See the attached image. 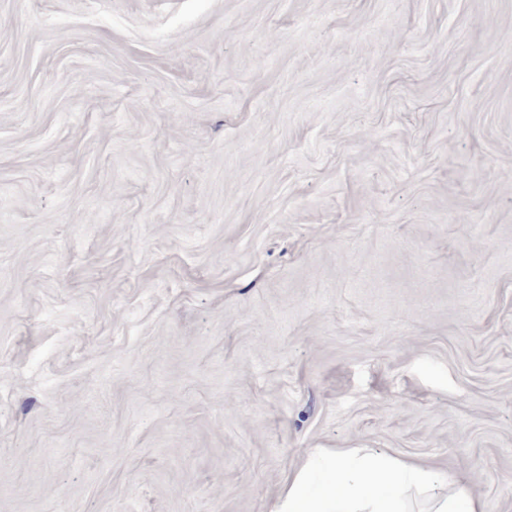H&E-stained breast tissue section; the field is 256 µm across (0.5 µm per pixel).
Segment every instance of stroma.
I'll list each match as a JSON object with an SVG mask.
<instances>
[{"mask_svg": "<svg viewBox=\"0 0 512 512\" xmlns=\"http://www.w3.org/2000/svg\"><path fill=\"white\" fill-rule=\"evenodd\" d=\"M312 448L512 512V0H0V512Z\"/></svg>", "mask_w": 512, "mask_h": 512, "instance_id": "35a3bbf8", "label": "stroma"}]
</instances>
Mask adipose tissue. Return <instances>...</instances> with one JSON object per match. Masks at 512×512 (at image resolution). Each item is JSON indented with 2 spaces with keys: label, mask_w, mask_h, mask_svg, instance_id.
Instances as JSON below:
<instances>
[{
  "label": "adipose tissue",
  "mask_w": 512,
  "mask_h": 512,
  "mask_svg": "<svg viewBox=\"0 0 512 512\" xmlns=\"http://www.w3.org/2000/svg\"><path fill=\"white\" fill-rule=\"evenodd\" d=\"M414 493L425 496V512H485L458 475L362 449L328 454L317 448L273 512H412Z\"/></svg>",
  "instance_id": "1"
}]
</instances>
